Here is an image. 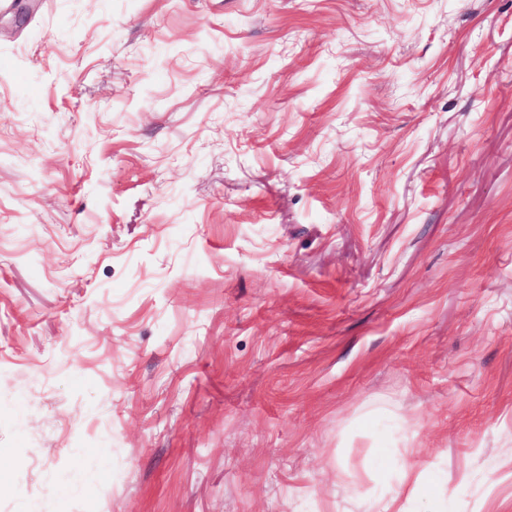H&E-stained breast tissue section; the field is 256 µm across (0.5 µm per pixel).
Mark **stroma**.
<instances>
[{
  "instance_id": "obj_1",
  "label": "stroma",
  "mask_w": 512,
  "mask_h": 512,
  "mask_svg": "<svg viewBox=\"0 0 512 512\" xmlns=\"http://www.w3.org/2000/svg\"><path fill=\"white\" fill-rule=\"evenodd\" d=\"M0 12V512H512V0Z\"/></svg>"
}]
</instances>
